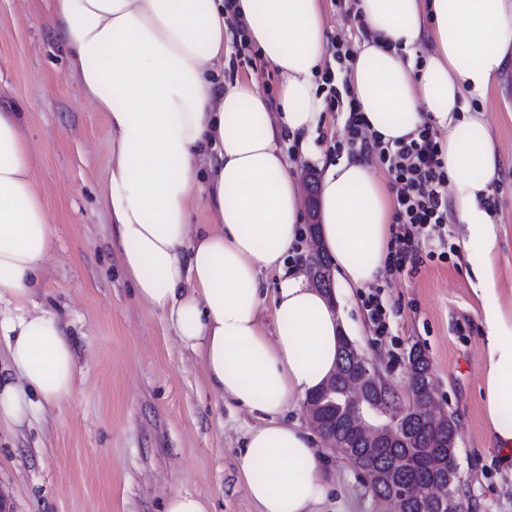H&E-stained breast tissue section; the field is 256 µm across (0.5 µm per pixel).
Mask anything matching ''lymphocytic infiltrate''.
I'll list each match as a JSON object with an SVG mask.
<instances>
[{
  "label": "lymphocytic infiltrate",
  "instance_id": "f902f5d3",
  "mask_svg": "<svg viewBox=\"0 0 512 512\" xmlns=\"http://www.w3.org/2000/svg\"><path fill=\"white\" fill-rule=\"evenodd\" d=\"M365 125L358 102L350 101L346 119L349 148L377 156L390 175L396 212L395 250L389 260L392 267L400 270L415 261L417 241L424 228L448 221V173L431 126L422 127L416 135L391 148L368 138L363 132Z\"/></svg>",
  "mask_w": 512,
  "mask_h": 512
}]
</instances>
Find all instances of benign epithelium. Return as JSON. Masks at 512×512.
<instances>
[{
  "label": "benign epithelium",
  "instance_id": "obj_1",
  "mask_svg": "<svg viewBox=\"0 0 512 512\" xmlns=\"http://www.w3.org/2000/svg\"><path fill=\"white\" fill-rule=\"evenodd\" d=\"M322 252L319 239L315 236L310 238L306 270L311 285L317 288L330 283L332 279L331 268L316 262V256ZM341 347L345 363L333 371L319 390L317 399L306 402L310 425L329 447H336V428L329 426V422L320 413V408L326 404L339 405L346 428L359 439L361 445L374 452L404 442L406 421L418 420L434 426L446 423L454 425L452 417L439 402L431 370L423 372L427 394L420 396L411 387L402 399L378 370L370 366L350 339H343ZM458 440L459 432L454 429L448 434V442L443 445L442 451L423 459L428 468L447 471L446 488L429 498L400 479L401 469L411 465L409 460H403L389 469H378L361 454V449L353 448L348 452V461L356 470L368 474L373 485L389 488L384 502L390 512H407L408 505L413 501L421 502L424 512H461L460 504L452 492L458 470L446 467V462L454 458Z\"/></svg>",
  "mask_w": 512,
  "mask_h": 512
}]
</instances>
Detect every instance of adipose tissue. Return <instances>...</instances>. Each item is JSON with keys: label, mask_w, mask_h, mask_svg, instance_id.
Listing matches in <instances>:
<instances>
[{"label": "adipose tissue", "mask_w": 512, "mask_h": 512, "mask_svg": "<svg viewBox=\"0 0 512 512\" xmlns=\"http://www.w3.org/2000/svg\"><path fill=\"white\" fill-rule=\"evenodd\" d=\"M70 49L68 71L104 112L111 152L100 203L138 296L165 313L224 398L256 413L237 469L257 512H315L328 500L323 460L291 410L339 362V311L296 263L300 184L280 141L309 151L325 121L315 72L328 51L321 0H235V16L280 78L277 107L253 79L216 83L229 29L224 0H46ZM365 35L349 78L378 141L429 123L443 134L454 217L473 263L484 330L489 440L512 461V305L496 288L499 225L483 201L501 158L483 115L468 112L512 69V0H357ZM430 48L423 65L413 50ZM17 113L0 108V422L22 426L74 393L80 369L67 327L36 306L53 227ZM320 238L342 287L381 279L393 194L361 156L328 163L319 183ZM205 202L214 221L193 228ZM278 274L266 296L261 271ZM271 302L273 331L260 321Z\"/></svg>", "instance_id": "adipose-tissue-1"}]
</instances>
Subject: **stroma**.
<instances>
[{"label": "stroma", "instance_id": "35a3bbf8", "mask_svg": "<svg viewBox=\"0 0 512 512\" xmlns=\"http://www.w3.org/2000/svg\"><path fill=\"white\" fill-rule=\"evenodd\" d=\"M68 46L44 0H0V105L20 112L36 182L55 237L36 291L73 336L80 381L51 414L0 432V503L5 512H164L178 492L207 499L212 512H254L236 467L256 418L208 383L200 356L180 346L166 316L137 296L120 245L99 204L110 157L104 113L68 76ZM255 77L277 101L279 78L257 49L234 44L224 77ZM466 109L483 113L502 157L492 187L500 234L494 258L499 295L512 302V71ZM347 114L327 109L309 153L283 151L300 175L344 156ZM462 227H427L419 261L386 270L367 288H336L348 336L396 392L407 394L408 355L428 359L442 404L459 431L464 512H512V464L489 442L483 409V331ZM376 296L387 325L377 333L367 305ZM331 500L348 512H382L364 477L340 451L321 450Z\"/></svg>", "mask_w": 512, "mask_h": 512}]
</instances>
